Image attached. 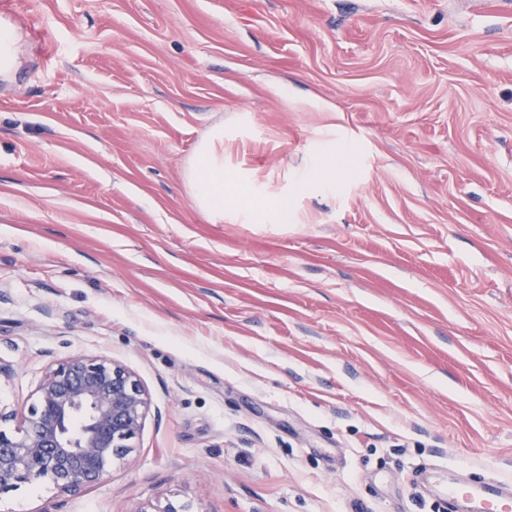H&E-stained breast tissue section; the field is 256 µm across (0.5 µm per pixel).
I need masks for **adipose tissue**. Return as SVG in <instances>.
I'll list each match as a JSON object with an SVG mask.
<instances>
[{
	"mask_svg": "<svg viewBox=\"0 0 512 512\" xmlns=\"http://www.w3.org/2000/svg\"><path fill=\"white\" fill-rule=\"evenodd\" d=\"M193 206L209 223L224 221L226 209L246 217L261 214L264 223L285 224L291 218L287 196L267 201L244 199V190L233 176L224 173V128L215 126L197 145L193 164L188 172Z\"/></svg>",
	"mask_w": 512,
	"mask_h": 512,
	"instance_id": "obj_1",
	"label": "adipose tissue"
}]
</instances>
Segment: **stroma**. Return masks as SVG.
I'll return each instance as SVG.
<instances>
[{
    "label": "stroma",
    "mask_w": 512,
    "mask_h": 512,
    "mask_svg": "<svg viewBox=\"0 0 512 512\" xmlns=\"http://www.w3.org/2000/svg\"><path fill=\"white\" fill-rule=\"evenodd\" d=\"M0 406L105 354L151 410L79 493L0 512H433L512 478V9L501 0H0ZM287 196L220 224L186 173ZM332 187H297L327 154ZM193 206L211 224L224 221V211L232 207L250 221L255 212L264 224H286L291 219L287 196L267 201L257 197L247 201L234 196H248L233 176L224 175V127L215 126L197 145L193 164L188 172Z\"/></svg>",
    "instance_id": "stroma-1"
}]
</instances>
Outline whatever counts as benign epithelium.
Segmentation results:
<instances>
[{
	"instance_id": "benign-epithelium-1",
	"label": "benign epithelium",
	"mask_w": 512,
	"mask_h": 512,
	"mask_svg": "<svg viewBox=\"0 0 512 512\" xmlns=\"http://www.w3.org/2000/svg\"><path fill=\"white\" fill-rule=\"evenodd\" d=\"M36 394L20 435L0 429V494L38 478L67 493L101 481L131 452L150 409L133 371L85 353L50 366Z\"/></svg>"
}]
</instances>
